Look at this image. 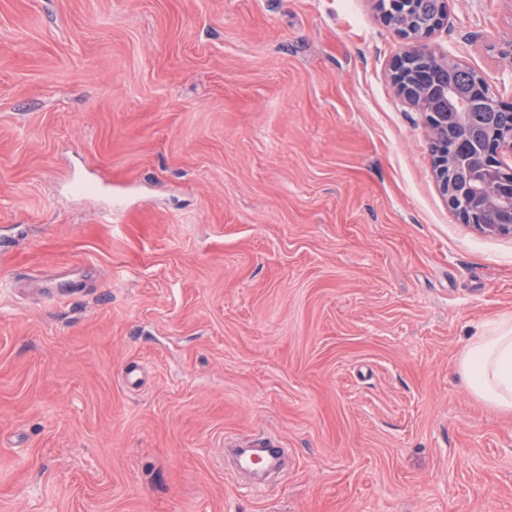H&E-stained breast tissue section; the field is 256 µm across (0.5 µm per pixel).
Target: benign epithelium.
<instances>
[{"instance_id": "benign-epithelium-1", "label": "benign epithelium", "mask_w": 512, "mask_h": 512, "mask_svg": "<svg viewBox=\"0 0 512 512\" xmlns=\"http://www.w3.org/2000/svg\"><path fill=\"white\" fill-rule=\"evenodd\" d=\"M383 18L399 10L407 17V24L395 33L419 43L429 37L447 19L448 8L427 17L422 14L421 0H373ZM414 47L397 56L392 66V80L400 99L424 115V124L430 142L433 171L439 189L461 220L485 235L512 236V189L499 187L502 170L509 169L506 159L512 158V133L491 142L481 163L484 177L478 188V204H460L448 184V167L458 157L456 148L442 137L448 122L457 118L456 112H436L435 99L448 100L446 75L449 60L440 57L433 62L422 61Z\"/></svg>"}]
</instances>
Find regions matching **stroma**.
<instances>
[{
    "mask_svg": "<svg viewBox=\"0 0 512 512\" xmlns=\"http://www.w3.org/2000/svg\"><path fill=\"white\" fill-rule=\"evenodd\" d=\"M409 46L372 0H0V512H512L457 369L512 236L440 193ZM425 47L512 102V0ZM262 433L272 486L224 460Z\"/></svg>",
    "mask_w": 512,
    "mask_h": 512,
    "instance_id": "obj_1",
    "label": "stroma"
}]
</instances>
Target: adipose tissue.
<instances>
[{
	"label": "adipose tissue",
	"mask_w": 512,
	"mask_h": 512,
	"mask_svg": "<svg viewBox=\"0 0 512 512\" xmlns=\"http://www.w3.org/2000/svg\"><path fill=\"white\" fill-rule=\"evenodd\" d=\"M458 369L474 396L512 411V317L473 337L458 358Z\"/></svg>",
	"instance_id": "1"
}]
</instances>
